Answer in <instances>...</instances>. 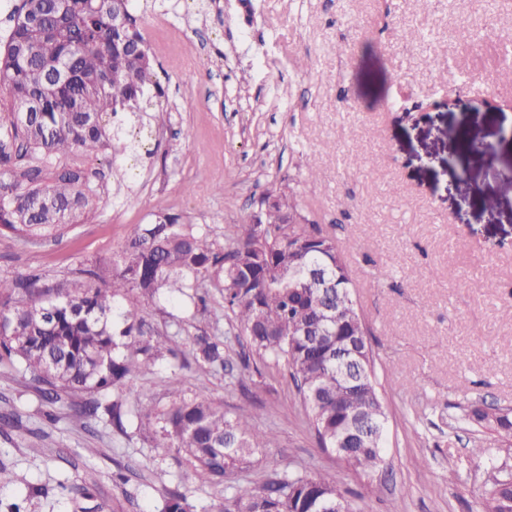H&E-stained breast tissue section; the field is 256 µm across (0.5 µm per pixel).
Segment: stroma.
I'll return each mask as SVG.
<instances>
[{
  "label": "stroma",
  "instance_id": "35a3bbf8",
  "mask_svg": "<svg viewBox=\"0 0 512 512\" xmlns=\"http://www.w3.org/2000/svg\"><path fill=\"white\" fill-rule=\"evenodd\" d=\"M154 55L164 126L123 121L119 155L85 161L103 190L61 241L0 236V280L31 270L69 276L115 257L160 209L230 238L254 200L277 190L333 234L370 332L388 415L387 458L375 475L322 448L284 365L251 357L235 378L198 367L190 342L223 333L224 307L146 305L155 330H181L177 358L132 380L159 405L160 381L223 407L254 411L273 430L248 480L273 468L327 476L352 512H482L486 463L512 469V449L465 419L468 405L512 408V193L496 172L512 164V81L499 49L512 38V0H138ZM181 29L164 37L162 20ZM415 40H406L404 31ZM494 151L448 150V133ZM367 156L361 166L351 155ZM320 175L309 181V156ZM386 280L377 282V270ZM496 290H487L486 278ZM0 512H163L183 489L193 512H219L224 488L199 476L179 487L186 460L153 448L137 426L85 430L66 403L50 406L18 365L0 362ZM480 448L482 457L472 455ZM123 472L126 483H114ZM84 485L92 499L70 493Z\"/></svg>",
  "mask_w": 512,
  "mask_h": 512
}]
</instances>
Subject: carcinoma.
I'll return each mask as SVG.
<instances>
[{
    "label": "carcinoma",
    "mask_w": 512,
    "mask_h": 512,
    "mask_svg": "<svg viewBox=\"0 0 512 512\" xmlns=\"http://www.w3.org/2000/svg\"><path fill=\"white\" fill-rule=\"evenodd\" d=\"M0 49V234L23 243L59 239L91 210L100 186L80 164L107 149L122 150L119 129L104 115L133 107L163 90L141 35L137 0H20L8 16ZM30 111L20 113L25 107ZM297 206L274 194L265 223L237 225L219 244L209 229L159 210L128 237L110 262L80 267L69 279L40 273L0 281V360L15 361L41 385L44 402L65 397L86 423L153 426V447L187 460L180 482L197 473L224 485V512H331L336 483L323 476L273 470L259 485L228 478L249 470L260 448L277 446L252 414L233 418L208 398L185 397L167 382L172 402L161 409L145 392L133 408L120 397L142 364L176 357L178 334L154 336L138 301L187 298L205 303L199 283L219 288L231 337L193 338L201 368L227 370L234 340H245L262 360H283L312 428L324 448H340L352 468L369 473L385 463L387 415L374 382L375 362L354 364L348 334L363 324L355 302L337 299L353 281L336 239L320 224H287ZM330 276L329 293L307 284V273ZM54 307L50 321L38 309ZM465 416L512 438V409L487 408ZM163 512H192L185 494L168 491ZM484 512H512V481L491 472Z\"/></svg>",
    "instance_id": "1"
}]
</instances>
